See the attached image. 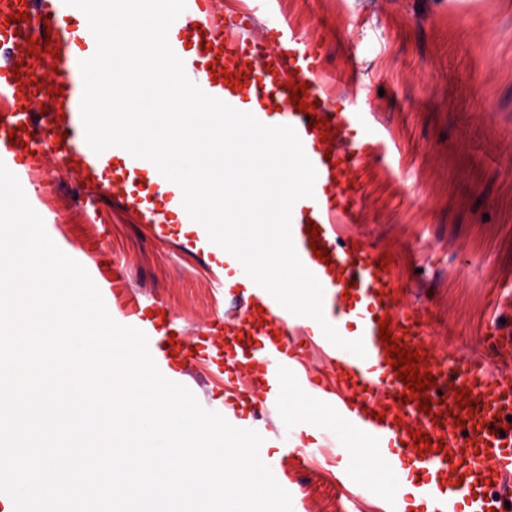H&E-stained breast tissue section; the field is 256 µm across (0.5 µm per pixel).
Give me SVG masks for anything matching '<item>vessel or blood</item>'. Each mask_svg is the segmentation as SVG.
<instances>
[{
	"label": "vessel or blood",
	"instance_id": "obj_1",
	"mask_svg": "<svg viewBox=\"0 0 512 512\" xmlns=\"http://www.w3.org/2000/svg\"><path fill=\"white\" fill-rule=\"evenodd\" d=\"M20 0H0V46L13 49L14 58L0 63V163L12 172L31 176L44 154H52L77 170L81 178L97 183L100 192L124 181L113 175L111 184L100 181L102 157L87 144L81 117L82 86L79 57L70 54L60 40H47V29L55 28L57 13L30 10L28 20L15 16ZM184 18L193 25L192 40L210 46L218 64L197 75L194 65L187 73L204 93L232 108H239L242 90L267 99V109L257 112L261 123L277 119L293 127L303 150L316 170L313 197L299 199L290 224L294 247L301 263L323 288V313L333 323H345L354 338L362 339L365 357L321 339L315 349L330 365L334 381L345 390L332 398L331 388H320L346 430L370 443V454L387 458L395 472L416 471L425 480L418 486L422 512H456L461 499H469L472 512H490L494 501L478 494L480 483L512 473V436L502 434L499 418L512 412V379L496 371L495 350L502 344L497 333L486 336L490 354L480 358V369L461 362H448L429 341L431 328L424 309L396 301L391 267L380 264L378 252L362 238L348 236L344 227L357 223L361 213L362 188L354 176L364 150L373 147L376 131L364 113L336 105L318 65L319 48L302 36L292 23L281 21L261 35H253L249 12L235 18L215 19L210 0H186ZM37 51L42 62L54 63L55 84L64 86L39 129L31 127L27 75H13L17 56ZM241 79L242 90H231L230 79ZM307 84L309 106L299 109L292 89ZM360 135L357 146L343 145L345 133ZM45 143L40 153L37 143ZM316 225L318 238L305 228ZM327 249L328 260L315 257ZM130 325L148 336L160 358L167 363L189 361L191 351L170 344L169 332L143 310H128ZM303 316L284 308L268 291L252 285L239 310L224 324L225 341L205 361L223 373L226 360L242 356L236 393L225 396L224 416L242 420L243 399L264 392L279 394L282 376H291L296 387L308 392L318 388L311 371L304 367L299 343L303 338ZM393 336L420 352L434 381L426 392L429 411L417 400H405L406 385L396 377L383 342L381 324ZM469 390L470 409L457 406L458 391ZM464 426H457V419ZM441 444V452L417 451L415 435Z\"/></svg>",
	"mask_w": 512,
	"mask_h": 512
}]
</instances>
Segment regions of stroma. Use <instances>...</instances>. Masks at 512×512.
Returning a JSON list of instances; mask_svg holds the SVG:
<instances>
[{
	"label": "stroma",
	"instance_id": "obj_1",
	"mask_svg": "<svg viewBox=\"0 0 512 512\" xmlns=\"http://www.w3.org/2000/svg\"><path fill=\"white\" fill-rule=\"evenodd\" d=\"M253 32L282 19L321 48L337 75V103L365 112L382 140L362 155L363 213L355 230L395 265L399 295L429 314L436 347L474 360L490 329L512 337V0H256ZM51 233L103 284L122 318L137 299L193 343L215 339L239 288L234 269L191 235L157 237L141 214L70 171L33 179ZM127 274L113 291L112 268ZM203 408L224 410V389L200 368L171 369ZM262 454L278 455L307 425L283 401L256 408ZM276 481L293 512H384L306 456L283 459Z\"/></svg>",
	"mask_w": 512,
	"mask_h": 512
}]
</instances>
